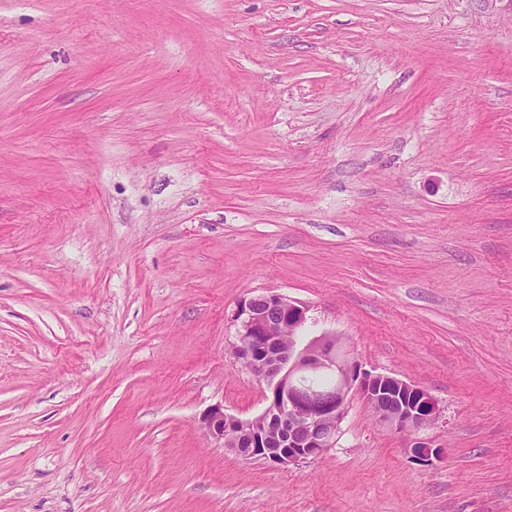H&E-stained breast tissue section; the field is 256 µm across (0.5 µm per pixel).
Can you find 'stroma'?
I'll list each match as a JSON object with an SVG mask.
<instances>
[{"mask_svg": "<svg viewBox=\"0 0 512 512\" xmlns=\"http://www.w3.org/2000/svg\"><path fill=\"white\" fill-rule=\"evenodd\" d=\"M265 290L434 423L216 447ZM0 512H512V0H0Z\"/></svg>", "mask_w": 512, "mask_h": 512, "instance_id": "35a3bbf8", "label": "stroma"}]
</instances>
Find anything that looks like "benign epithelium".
Here are the masks:
<instances>
[{
	"label": "benign epithelium",
	"instance_id": "7a95c632",
	"mask_svg": "<svg viewBox=\"0 0 512 512\" xmlns=\"http://www.w3.org/2000/svg\"><path fill=\"white\" fill-rule=\"evenodd\" d=\"M234 353L266 383V407L241 420L214 405L199 420L220 448L241 459H262L282 468L317 458L336 447L350 395L357 394L376 418L399 429L417 430L437 417L434 400L420 387L395 376L374 373L341 350L336 339L300 344L307 308L273 291L240 300L235 312ZM334 376L320 393L305 381Z\"/></svg>",
	"mask_w": 512,
	"mask_h": 512
}]
</instances>
